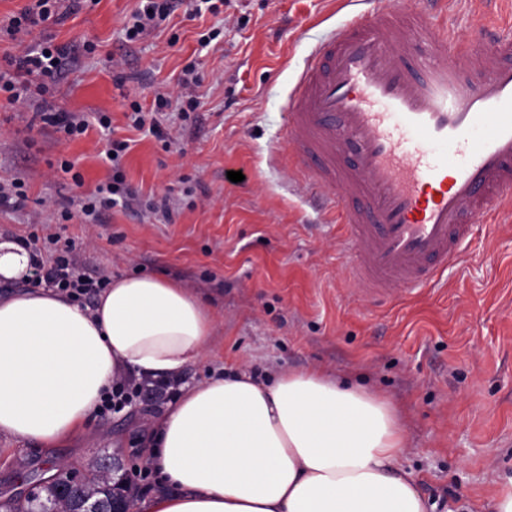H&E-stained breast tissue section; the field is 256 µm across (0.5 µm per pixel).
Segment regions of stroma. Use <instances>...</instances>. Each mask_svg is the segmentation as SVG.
I'll use <instances>...</instances> for the list:
<instances>
[{"label": "stroma", "mask_w": 512, "mask_h": 512, "mask_svg": "<svg viewBox=\"0 0 512 512\" xmlns=\"http://www.w3.org/2000/svg\"><path fill=\"white\" fill-rule=\"evenodd\" d=\"M30 3L0 0V66L22 46L68 48L44 101L107 115L115 138L129 143L127 184L170 198L172 215L117 206L88 222L80 198L112 174L100 157L102 129L63 140L1 93L0 184L22 179L27 199L0 205V234L55 233L74 241L86 275H160L201 295L216 325L208 354L182 382L233 366L261 379L319 368L388 397L409 441L404 465L435 512H492L495 488L512 478V216L477 218L438 285L376 302L345 269V225L274 158L310 53L354 13L392 11L404 0H224L215 14L178 9L136 42L123 27L141 0H63L57 17L10 38V19ZM435 22L461 39L483 23L506 32L512 0H453ZM210 31L216 39L201 46ZM191 65L204 101L194 120L179 110ZM160 97L169 101L162 136L132 127L131 103L151 112ZM65 160L82 186L61 171ZM231 171L243 181L228 180ZM36 212L48 225L30 223ZM162 410L111 411L52 448L0 435V494L21 491L26 475L53 463L104 452L134 476L147 425Z\"/></svg>", "instance_id": "stroma-1"}]
</instances>
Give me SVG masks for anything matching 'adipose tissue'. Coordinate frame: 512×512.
I'll use <instances>...</instances> for the list:
<instances>
[{
  "instance_id": "adipose-tissue-1",
  "label": "adipose tissue",
  "mask_w": 512,
  "mask_h": 512,
  "mask_svg": "<svg viewBox=\"0 0 512 512\" xmlns=\"http://www.w3.org/2000/svg\"><path fill=\"white\" fill-rule=\"evenodd\" d=\"M214 322L156 275L112 277L90 306L43 287L1 296L0 434L49 448L84 433L113 383L198 362ZM145 444L169 490L137 512H428L398 409L321 369L182 386Z\"/></svg>"
}]
</instances>
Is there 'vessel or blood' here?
<instances>
[{"label":"vessel or blood","instance_id":"vessel-or-blood-1","mask_svg":"<svg viewBox=\"0 0 512 512\" xmlns=\"http://www.w3.org/2000/svg\"><path fill=\"white\" fill-rule=\"evenodd\" d=\"M445 4L355 14L288 97L285 149L379 302L436 285L476 217L512 213V34L456 40L434 22Z\"/></svg>","mask_w":512,"mask_h":512}]
</instances>
